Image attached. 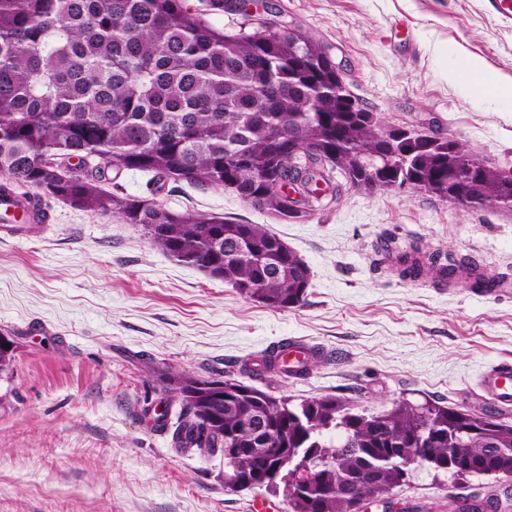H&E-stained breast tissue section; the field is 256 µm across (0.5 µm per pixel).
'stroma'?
I'll list each match as a JSON object with an SVG mask.
<instances>
[{
    "label": "stroma",
    "instance_id": "obj_1",
    "mask_svg": "<svg viewBox=\"0 0 512 512\" xmlns=\"http://www.w3.org/2000/svg\"><path fill=\"white\" fill-rule=\"evenodd\" d=\"M248 14L311 32L383 124L452 137L512 170V93L477 92L469 76L476 64L512 86V0H252ZM106 188L266 225L309 265L310 285L300 306L271 309L168 258L139 225L44 197L41 238L0 240V336L14 343L0 376V512H250L261 500L288 512L283 493L225 490L223 453L175 447L172 373L377 413L427 398L512 423L474 391L486 367L512 360V293L407 279L383 262L387 246L415 243L512 277V211L347 186L286 220L146 172ZM295 337L326 351L307 376L252 373ZM456 493L447 474L419 472L363 512H448Z\"/></svg>",
    "mask_w": 512,
    "mask_h": 512
}]
</instances>
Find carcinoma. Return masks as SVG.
<instances>
[{
	"label": "carcinoma",
	"mask_w": 512,
	"mask_h": 512,
	"mask_svg": "<svg viewBox=\"0 0 512 512\" xmlns=\"http://www.w3.org/2000/svg\"><path fill=\"white\" fill-rule=\"evenodd\" d=\"M333 66L312 34L242 22L234 33L190 13L182 0H0V191L33 189L74 208L143 227L152 246L278 310L299 306L306 262L263 224L177 214L145 198L108 192L112 170L228 189L280 218L315 211L326 180L317 161L290 162V147L329 146L354 187L358 158L391 156L393 179L413 194L435 181L456 193L485 181L479 210L512 202V183L454 139L385 134L376 113L347 112ZM98 160L77 173L70 158ZM400 275L448 274L437 253L397 255ZM290 342L256 372L300 378ZM184 416L175 440L224 449V489L283 488L288 512H360L358 494L382 498L410 478L402 467L455 481L512 474V425L459 406L403 399L382 413L324 395L298 403L235 378L173 374ZM294 464L287 465L290 457Z\"/></svg>",
	"instance_id": "cac0c4a2"
}]
</instances>
